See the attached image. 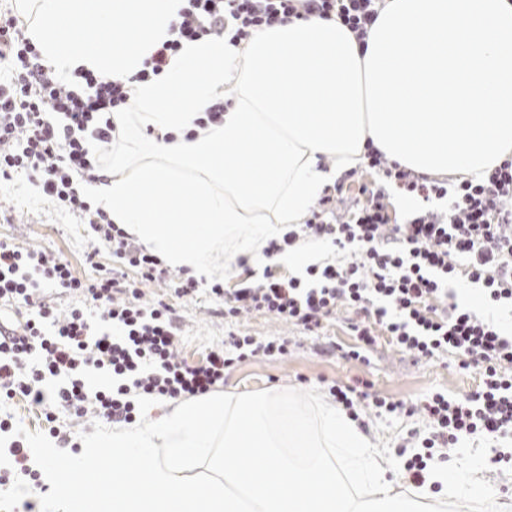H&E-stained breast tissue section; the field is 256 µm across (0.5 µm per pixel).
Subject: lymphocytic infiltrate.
Wrapping results in <instances>:
<instances>
[{
  "mask_svg": "<svg viewBox=\"0 0 512 512\" xmlns=\"http://www.w3.org/2000/svg\"><path fill=\"white\" fill-rule=\"evenodd\" d=\"M386 0H187L173 36L158 44L134 78L85 75L74 90L45 66L25 26L12 11H0V182L24 172L54 206L89 226L94 241L113 259L136 271L133 280L105 273L74 275L70 264L42 249L0 240V302L25 310L19 324L0 325V401L22 397L40 409L57 438V412L95 415L130 423L137 397L178 401L208 394L224 383L234 362L253 357L282 360L283 337H231L205 361L179 359L180 325L174 308L143 300L146 284L170 272L146 248L113 224L105 205L84 195L81 185L98 181L99 159L90 142L105 148L117 138L112 121L127 111L130 81L160 74L186 40L225 37L237 46L254 32L288 19H337L365 41ZM361 184L344 215L336 196L324 193L304 223L270 240L266 256L299 242L327 243L340 259L306 266L302 276L271 269L238 288L214 283L224 314H267L310 332L343 310L356 315L349 329L354 346L345 358L361 363L380 339L418 358L449 356L462 372H477L474 392L434 390L417 402L394 400L368 380L329 383L327 392L351 418L361 411L421 415L426 437L404 464L411 483L424 485L436 462L448 461L462 440L494 441V462H512V333L494 314L512 313V159L482 178L456 184L416 174L368 147ZM417 200L398 221L392 194ZM478 287L490 315L459 300L461 284ZM55 288L78 300L59 313L45 292Z\"/></svg>",
  "mask_w": 512,
  "mask_h": 512,
  "instance_id": "lymphocytic-infiltrate-1",
  "label": "lymphocytic infiltrate"
}]
</instances>
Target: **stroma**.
I'll return each mask as SVG.
<instances>
[{
	"label": "stroma",
	"instance_id": "1",
	"mask_svg": "<svg viewBox=\"0 0 512 512\" xmlns=\"http://www.w3.org/2000/svg\"><path fill=\"white\" fill-rule=\"evenodd\" d=\"M0 206L11 212L9 220L0 219V240L50 250L66 260L80 278L94 277L113 267L111 252L105 247L93 246L86 225L57 210L37 193L26 177L17 176L0 184ZM231 252V246L226 244L218 248L212 258L225 287H235L250 273H262L267 266L278 274L289 272L288 266L278 258L242 265L231 260ZM197 284L200 291L192 298L176 297L165 282H153L144 288L145 301L161 300L176 310L181 324L179 355L186 363L202 362L211 348L223 345L232 334L261 338L287 336L292 340L285 360L254 358L235 364L224 379V392L240 394L275 388L308 390L321 388L326 380L352 383L367 379L381 394L410 401L435 389L466 394L475 390L479 383L476 373L459 372L449 358L417 360L388 345L382 346L375 364L370 366L324 355L321 349L328 344L349 346L353 343L344 314L333 316L320 335L311 336L262 313L225 318L223 301L207 293L210 281L201 278ZM363 419L371 439L381 438L395 447L411 432L424 429L421 419L415 416H381L370 410Z\"/></svg>",
	"mask_w": 512,
	"mask_h": 512
}]
</instances>
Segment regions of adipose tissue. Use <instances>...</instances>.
I'll return each instance as SVG.
<instances>
[{
  "instance_id": "adipose-tissue-1",
  "label": "adipose tissue",
  "mask_w": 512,
  "mask_h": 512,
  "mask_svg": "<svg viewBox=\"0 0 512 512\" xmlns=\"http://www.w3.org/2000/svg\"><path fill=\"white\" fill-rule=\"evenodd\" d=\"M186 0H21L41 59L73 81L134 75L172 36ZM99 34L86 43L83 31ZM336 20H291L234 47L184 43L165 71L132 85L135 109L114 114L142 155L121 150L95 188L118 224L170 268L209 278L224 242L253 256L303 223L325 187L364 159V57ZM230 98L221 125L187 139L197 119Z\"/></svg>"
}]
</instances>
